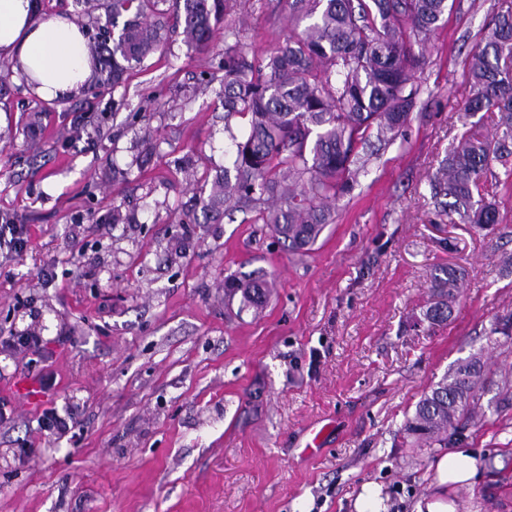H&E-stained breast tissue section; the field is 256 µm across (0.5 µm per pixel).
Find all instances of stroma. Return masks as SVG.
Segmentation results:
<instances>
[{
    "label": "stroma",
    "mask_w": 512,
    "mask_h": 512,
    "mask_svg": "<svg viewBox=\"0 0 512 512\" xmlns=\"http://www.w3.org/2000/svg\"><path fill=\"white\" fill-rule=\"evenodd\" d=\"M512 0H454L415 71L421 92L333 224L289 251L254 215L199 223L196 183L229 157L224 34L209 47L164 39L116 87L68 102L10 83L0 100V218L28 245L0 260V336L31 330L38 357L0 354V512H412L443 447L402 431L458 360L483 357L488 389L453 445L483 481L449 489L468 512H512V184L483 181L498 222L446 224L429 179L462 138L486 140L496 112L461 120L466 60ZM242 50L266 56L291 25L283 0H236ZM120 209L123 223L112 221ZM460 271L452 316L424 317L435 268ZM52 271L53 280L42 277ZM258 271L275 286L261 315L224 293ZM38 403L11 393L42 368ZM72 414L75 435L40 432L42 409ZM33 450L19 465L20 447Z\"/></svg>",
    "instance_id": "stroma-1"
}]
</instances>
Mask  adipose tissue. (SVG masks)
<instances>
[{
	"instance_id": "adipose-tissue-1",
	"label": "adipose tissue",
	"mask_w": 512,
	"mask_h": 512,
	"mask_svg": "<svg viewBox=\"0 0 512 512\" xmlns=\"http://www.w3.org/2000/svg\"><path fill=\"white\" fill-rule=\"evenodd\" d=\"M1 60L15 82L43 100L74 98L92 75L83 28L64 11L38 14L34 0H0ZM434 480L436 493L422 497L413 512H460L447 491L475 487L478 461L468 449H449L437 460Z\"/></svg>"
}]
</instances>
